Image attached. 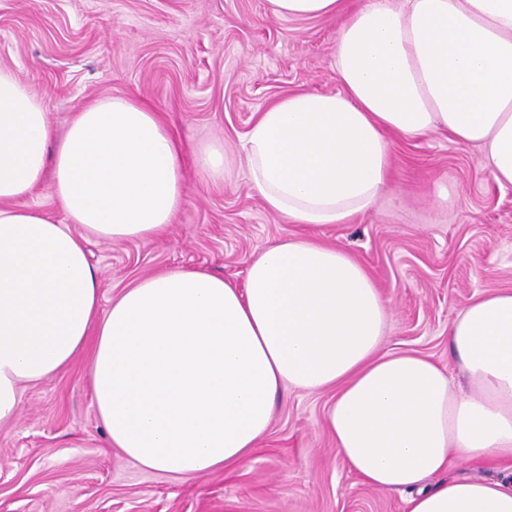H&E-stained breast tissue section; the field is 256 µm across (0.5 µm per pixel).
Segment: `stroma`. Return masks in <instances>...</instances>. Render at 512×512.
Instances as JSON below:
<instances>
[{"label": "stroma", "instance_id": "1", "mask_svg": "<svg viewBox=\"0 0 512 512\" xmlns=\"http://www.w3.org/2000/svg\"><path fill=\"white\" fill-rule=\"evenodd\" d=\"M346 12L277 19L267 0H0V67L45 98L56 138L83 107L143 98L174 136L186 199L162 239L91 241L101 305L141 277L205 270L244 286L258 250L298 234L270 213L242 149L258 112L293 92L339 91ZM392 172L373 206L321 231L389 301L384 350L426 356L462 383L448 326L470 296L512 289V186L482 151L444 132L388 134ZM224 151V179L198 164ZM79 357L21 389L0 427V512H406L405 493L365 485L326 426L331 392L282 387L269 430L242 464L191 478L113 448Z\"/></svg>", "mask_w": 512, "mask_h": 512}]
</instances>
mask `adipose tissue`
Returning <instances> with one entry per match:
<instances>
[{"label":"adipose tissue","mask_w":512,"mask_h":512,"mask_svg":"<svg viewBox=\"0 0 512 512\" xmlns=\"http://www.w3.org/2000/svg\"><path fill=\"white\" fill-rule=\"evenodd\" d=\"M405 2L369 0L349 17L335 45L341 91L285 95L247 132L253 186L303 233L252 257L241 288L169 270L101 308L87 244L168 233L185 202L176 142L158 112L123 97L91 103L54 142L43 98L0 68V426L17 420L21 384L88 349L112 445L190 478L250 456L281 385L330 389L327 431L365 484L408 492V512H512V289L473 295L448 326L463 389L428 357L383 351L387 299L314 234L374 203L390 131L448 132L512 185V0ZM268 3L276 18L346 7ZM48 176L65 222L25 203ZM461 461L502 476L445 480Z\"/></svg>","instance_id":"adipose-tissue-1"}]
</instances>
